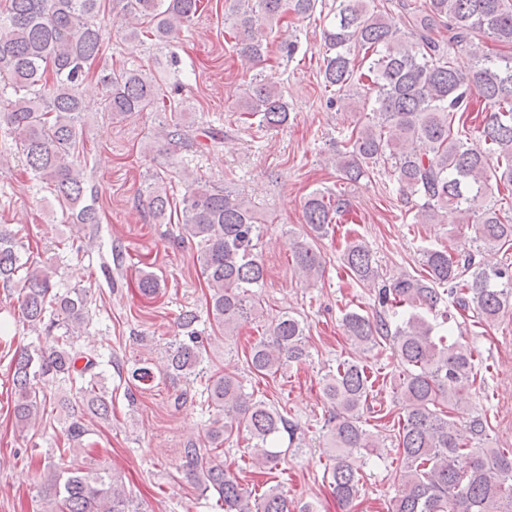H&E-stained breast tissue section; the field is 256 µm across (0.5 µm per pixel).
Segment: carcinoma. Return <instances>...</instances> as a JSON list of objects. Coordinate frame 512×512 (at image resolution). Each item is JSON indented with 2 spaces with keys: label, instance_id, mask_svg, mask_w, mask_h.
I'll use <instances>...</instances> for the list:
<instances>
[{
  "label": "carcinoma",
  "instance_id": "cac0c4a2",
  "mask_svg": "<svg viewBox=\"0 0 512 512\" xmlns=\"http://www.w3.org/2000/svg\"><path fill=\"white\" fill-rule=\"evenodd\" d=\"M132 18L125 36L169 45L198 14L201 0H115ZM225 19L241 57L254 63L268 52L267 29L289 11L305 19L319 14L325 46L323 85L329 102L372 112V119L344 135L332 158L340 178L351 183L370 177L379 163H391L397 191L410 204L413 224H439L452 206L473 229L468 246L455 253L425 247L424 274H405L378 290L382 311L370 318L349 311L343 318L348 340L372 349L387 341L397 367V399L402 410L397 448L401 468L391 512H512V448H492L488 418H452L475 382V350L459 339L450 343L427 318L443 304L480 321L495 322L512 305V262L485 267L477 257L487 248L512 247V217L501 215L512 190V0H224ZM112 23L103 0H0V128L13 134L33 178L50 189L61 211L77 224L100 223L97 195L73 156L84 110L89 68L103 47L102 31ZM509 49L492 52L488 41ZM465 54L471 69L456 68ZM104 111L114 117L165 112L167 101L156 76L125 65L99 77ZM484 118L468 126L474 104ZM239 109L257 130L288 124V103L278 82L254 74ZM157 144L196 147L185 130V115L170 113L152 133ZM185 192L177 239L197 250L208 290L210 326L230 338L259 308L255 289L266 268L258 252L264 222L244 196L204 181L185 167ZM148 207L165 217L172 201L166 178L155 174L145 187ZM346 195L314 190L304 202L309 233L290 242L294 268L311 286L324 273L316 240L327 236L346 214ZM93 241L61 240L57 249L72 257ZM24 243L0 225V286L18 289L27 329L45 337L36 349L14 352L9 366L14 391L12 420L24 430L43 418L44 387L74 389L81 403L68 408L66 447L40 473L46 512H139L125 488L102 468L89 474L74 465L88 432L85 421H112V396L102 384V354L79 338L90 320V287H56L57 269L22 260ZM343 262L360 282H373L378 265L360 240L346 246ZM141 295L159 294L152 273L139 276ZM199 315L178 316L179 336L165 350L166 379L194 382L203 372L210 337L198 329ZM305 327L286 312L245 355L251 374L275 377L286 365L308 356ZM201 394L215 415L204 441L182 450L186 479L214 490L224 512H291L288 497L271 487L255 496L224 472L216 449L234 435L251 441L254 468L277 461L278 443L298 439V425L276 407L247 391L238 376L214 372ZM324 399L332 409L326 423L328 485L343 507L357 498L361 467L383 456L382 445L364 428L373 412L374 381L364 366L343 360L325 376Z\"/></svg>",
  "mask_w": 512,
  "mask_h": 512
}]
</instances>
